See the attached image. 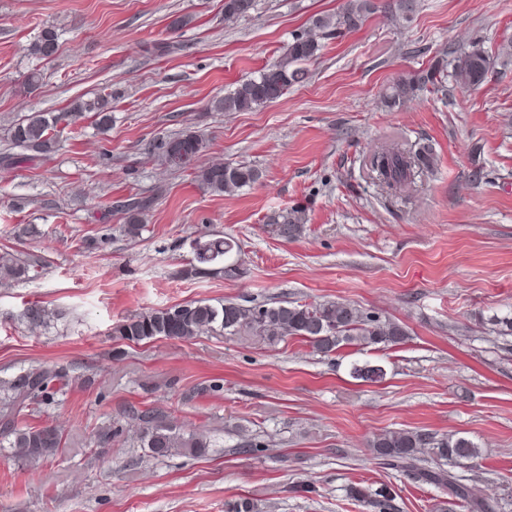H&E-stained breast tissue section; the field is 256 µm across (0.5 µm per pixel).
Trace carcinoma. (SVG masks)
I'll return each mask as SVG.
<instances>
[{
    "instance_id": "obj_1",
    "label": "carcinoma",
    "mask_w": 512,
    "mask_h": 512,
    "mask_svg": "<svg viewBox=\"0 0 512 512\" xmlns=\"http://www.w3.org/2000/svg\"><path fill=\"white\" fill-rule=\"evenodd\" d=\"M255 4L256 0H224V17H245L255 9ZM375 9L374 0H346L341 12L315 18L312 21L314 33L305 30L294 34L278 62L262 68L256 77L214 100V110L246 112L283 97L290 87L306 79L302 64L318 55L322 48L321 40L337 38L357 29ZM58 47L56 29L45 27L26 47V53L36 59L48 60L56 55ZM491 69V57L475 43L458 52L450 63L444 61L413 76L396 80L387 97V107L393 109L414 97L418 91L441 86L448 76L454 77L456 83L463 87H478L486 81ZM83 112L93 113L95 125L101 130L107 129L112 122L110 101L106 96L93 101H78L68 112H33L11 130L13 145L24 149V152L5 153L0 160L20 167L33 161L36 153L43 156L54 153L58 145L57 126L68 121L71 115ZM184 145L198 156L207 147L202 136L189 131L168 141H160L157 149L165 156L168 150H177ZM434 161V152L429 145L412 151L393 142L374 153L371 169L388 192L405 196L413 191L415 173L432 168ZM186 168L191 170L194 180L203 188L219 195L238 191L259 179L258 170L246 164L181 166L183 170ZM151 205L152 199L147 197H132L123 205L124 232L128 236L135 238L141 234L144 213ZM302 214L303 207L295 206L271 216L269 223L275 226L279 237L293 240L302 232ZM194 243L195 264L184 271L185 275H239V265L229 262L231 256L238 252V246L232 239H196ZM27 272V266L20 260L0 257L1 280H18ZM22 318L32 327L45 326L53 318V313L42 305L34 304L25 309ZM216 331L226 336L255 337L271 347L290 338H298L327 357L348 346L361 350L389 348L408 338L407 330L400 323L367 313L349 302L333 300L308 303L281 300L251 305L232 300L218 305L195 301L140 314L126 319L117 327L119 336L134 344L156 339L187 340ZM350 375L377 383L385 378L386 371L376 362L356 361L351 364ZM64 377L65 374L57 369L32 368L8 383L4 396L0 397V427L14 436L12 447L16 448L19 458L28 463L37 464L55 456L62 448L63 435L50 426L20 428L17 416L24 409L36 410L53 402L59 392L57 384ZM140 417V447L148 449L154 458L183 450L200 455L209 447L204 436H187L152 411H143ZM367 447L374 460L384 468L440 490L448 496V505L465 512H495L490 502L473 496L460 476L434 465L428 458L431 454L455 465L472 463L480 456V448L470 439L457 435L439 436L423 430H386L374 435ZM347 497L358 503L364 512H400L397 493L388 484L376 489L353 484L347 488Z\"/></svg>"
}]
</instances>
